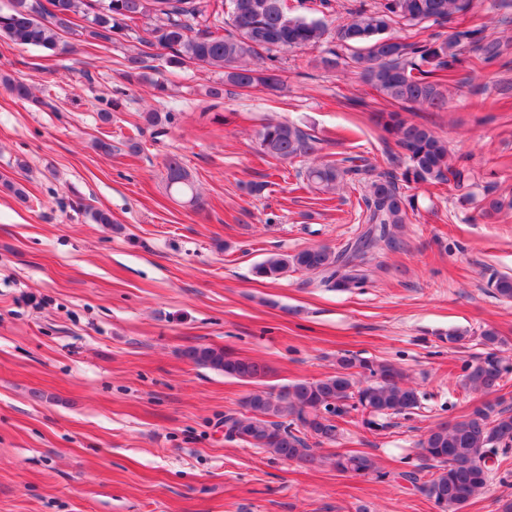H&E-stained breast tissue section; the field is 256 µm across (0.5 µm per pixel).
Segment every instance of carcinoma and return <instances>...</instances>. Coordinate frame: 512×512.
Segmentation results:
<instances>
[{
	"label": "carcinoma",
	"mask_w": 512,
	"mask_h": 512,
	"mask_svg": "<svg viewBox=\"0 0 512 512\" xmlns=\"http://www.w3.org/2000/svg\"><path fill=\"white\" fill-rule=\"evenodd\" d=\"M473 0H357L347 23L329 30L320 18L291 16L286 0H48L44 7L34 0H10L0 12V38L21 48L36 47L56 54L68 53L72 44L61 33L80 42L107 43L141 20L150 21L147 44L168 52L171 64L193 63L223 71L224 84L242 89H273L282 84L277 53L322 48L318 64L325 70L340 65L359 71L384 101L397 111L372 115L382 138L393 142L390 161L405 165L402 173H376L361 155H345L313 163L301 175L307 184L331 193L344 184L366 187L364 230L343 247H308L293 254L274 253L253 267L255 277L276 281L290 271L318 275L323 287L350 291L362 288L367 274L363 257L384 242L397 246V231L417 211L415 196L402 191L399 182L465 187L471 171L453 160L447 143L423 123L403 111L426 106L442 110L448 104L443 87L456 81L463 68L476 71L507 54L512 44L482 36L483 26L460 27ZM234 32L219 34L224 15ZM81 17L86 25L79 26ZM431 23L444 31L421 37L417 26ZM453 25L452 30L445 27ZM140 54L127 58L123 77H144ZM3 87L15 98L38 102L21 80L3 78ZM262 152L277 160L310 158L322 150L323 139L286 121L269 120L258 133ZM165 187L196 208L203 201L194 193L190 174L181 160L165 163ZM495 294L512 301V276L491 282ZM184 356L195 365L224 372L248 383H257L268 367L250 358L237 357L222 348L196 346ZM507 367L490 352L465 368L464 386L491 395L497 391ZM419 407L417 389L404 382L402 372L389 363H370L354 355L336 359V374L315 381H297L277 392L256 390L243 401L242 410L224 415L227 438L240 440L280 459L314 458L309 440L331 443L338 439V420L353 411L362 423L377 428L376 418L406 416ZM421 458L434 472L423 479L418 468L399 477L424 492L439 512H462L466 504L488 486L492 468L483 458L507 457L512 451V411L487 402L471 412L438 424L420 443ZM341 473L366 475L378 471L374 459L363 452L334 456Z\"/></svg>",
	"instance_id": "carcinoma-1"
}]
</instances>
